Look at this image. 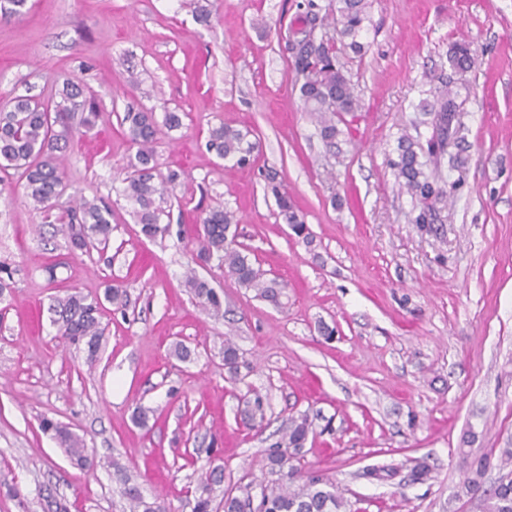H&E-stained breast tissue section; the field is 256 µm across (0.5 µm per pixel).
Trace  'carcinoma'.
Instances as JSON below:
<instances>
[{
  "label": "carcinoma",
  "mask_w": 512,
  "mask_h": 512,
  "mask_svg": "<svg viewBox=\"0 0 512 512\" xmlns=\"http://www.w3.org/2000/svg\"><path fill=\"white\" fill-rule=\"evenodd\" d=\"M27 0H0V18L9 19L22 14ZM297 13L291 25L301 30L315 24L320 35L306 42L296 52L289 54L291 67L302 78L299 86L304 111L314 119L321 139L329 144L343 134L338 127L349 126L347 117H355L361 101L340 62L338 46L354 51L362 48L359 38L368 21L367 0H301L296 4ZM333 28L330 35L326 29ZM473 61L472 45L465 39L452 42L448 48V64L453 76L434 100L420 105L422 118L417 125L432 128L430 137L421 141L401 136L397 141V160L392 162L397 177L406 192L423 204L416 223L430 224L434 220L431 201H439L458 190L459 183L450 182L444 189L428 171L430 164L449 156L451 167L461 170L468 163L464 137L461 135L459 114L464 103L461 91L468 89L465 79ZM57 100L45 102L32 96H17L9 105L0 109V169H13L19 174L16 188L36 210L44 212L54 208L66 190L62 155L73 139L74 115H80L78 125L91 129L98 113L83 96L78 82L67 78L55 89ZM127 126L134 154L128 158L129 175L124 179L123 195L134 206V215L141 225V233L156 238L170 233V225L162 223L164 210L156 199L164 198L180 183L181 173L158 168L156 144L160 134L153 111L127 106L121 119ZM250 132L222 123L208 129L206 147L228 162L240 166L251 163L255 144L249 140ZM276 199L279 218L293 234L308 245L312 244L303 214L285 191L271 186ZM68 222L60 231L68 238L72 248L88 253L101 252L108 247L112 234V210L97 200L82 199L66 211ZM236 223L234 214L220 207L210 210L200 221L199 247L193 262L206 266L212 261L235 278L238 285L253 290L256 296L277 308L282 302V284L268 278L254 266L236 241L231 231ZM185 286L204 308L218 315L223 303L220 294L195 269L186 272ZM101 303L97 299L76 292L54 301L52 311L57 335L72 344H84L88 359L93 361L103 336L100 322ZM224 366L230 378L240 375L239 353L230 341L224 342ZM243 419L253 422L265 419V399L259 393L244 401L240 410ZM41 428L52 433L59 441L71 463L82 469L92 470L100 465L88 453L83 439L60 423L48 418L41 421ZM313 433L312 421L302 414L290 419L288 429L267 449L268 472L261 482L259 501H254L252 486L239 487V494L224 493L223 512H345L346 503L336 492V486L314 471L301 465L302 450ZM465 469L463 488L469 494L483 498L484 512H512V469L501 475L494 484H486L485 475L490 459L485 456L463 454ZM114 473L124 484V494L130 512H169L165 501L148 500L137 485L130 484L124 468L112 462ZM224 482V470L215 467L203 472L195 488L193 512H215L213 493Z\"/></svg>",
  "instance_id": "1"
}]
</instances>
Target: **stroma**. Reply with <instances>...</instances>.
<instances>
[{
	"instance_id": "1",
	"label": "stroma",
	"mask_w": 512,
	"mask_h": 512,
	"mask_svg": "<svg viewBox=\"0 0 512 512\" xmlns=\"http://www.w3.org/2000/svg\"><path fill=\"white\" fill-rule=\"evenodd\" d=\"M298 0H216L210 25L189 0H28L0 19V103L51 99L77 80L96 105L95 127L64 154L68 194L112 209L105 254L71 249L45 214L13 193L0 169V512H128L109 461L146 497L193 512L202 470L224 486L266 475L265 450L291 418L314 432L306 469L332 480L349 512H481L462 492V454L487 455L495 480L512 449V0H369L363 55L341 60L362 99L351 136L327 146L299 98L282 39ZM474 50L463 106L469 162L463 185L435 203L434 223L399 184L392 162L415 128L419 101L448 80V48ZM182 125L157 144L161 171L184 177L162 206L170 236L149 239L123 196L133 149L126 105ZM249 130L257 148L237 167L206 147L211 126ZM286 187L313 237L305 244L277 217L269 178ZM221 207L238 220L251 261L285 284L277 309L217 264L198 274L223 300L206 312L185 286L200 216ZM126 289L104 303L95 362L61 341L50 307L76 290ZM334 328L325 340L319 324ZM240 353V381L224 368V342ZM193 356L172 357L175 342ZM269 405L245 423L244 398ZM154 410L147 425L137 408ZM70 427L101 465L73 466L42 418ZM432 466L411 480L420 459ZM369 465L397 467L389 480Z\"/></svg>"
}]
</instances>
